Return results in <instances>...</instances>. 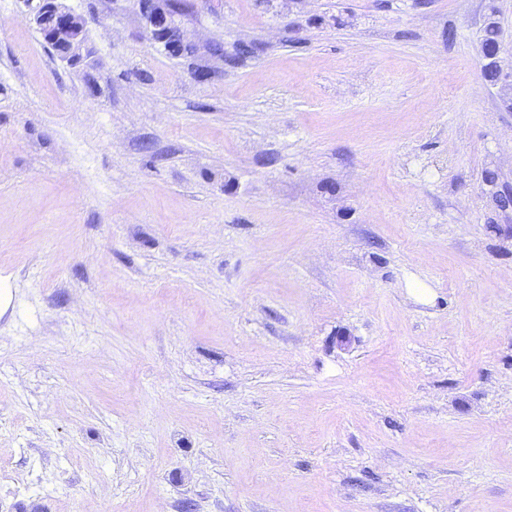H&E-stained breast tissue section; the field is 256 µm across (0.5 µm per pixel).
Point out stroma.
I'll return each instance as SVG.
<instances>
[{"label":"stroma","instance_id":"35a3bbf8","mask_svg":"<svg viewBox=\"0 0 512 512\" xmlns=\"http://www.w3.org/2000/svg\"><path fill=\"white\" fill-rule=\"evenodd\" d=\"M62 4L0 0V512H512V0ZM29 20L61 59L74 61L75 49L84 40L85 22L63 8L58 0H18ZM146 28L152 39L163 42L174 52L183 46V33L173 21V9L170 0L137 1ZM165 3V7L158 3ZM499 27L500 25L498 26L494 19L487 20L483 28L482 42L487 45L489 49L481 44V53L487 61L484 66L490 65L499 74V81L494 87L498 89L501 100L505 101L512 98V60L510 67L504 68L502 58L503 55L507 54L512 59V40L506 42L504 37L500 39ZM497 43V47L490 50V48H493ZM495 70L489 67L484 68V78L487 82L493 83L498 80Z\"/></svg>","mask_w":512,"mask_h":512}]
</instances>
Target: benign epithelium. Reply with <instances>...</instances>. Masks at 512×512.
<instances>
[{"instance_id":"7a95c632","label":"benign epithelium","mask_w":512,"mask_h":512,"mask_svg":"<svg viewBox=\"0 0 512 512\" xmlns=\"http://www.w3.org/2000/svg\"><path fill=\"white\" fill-rule=\"evenodd\" d=\"M29 20L56 54L68 61L75 60V49L84 40L85 22L63 8L58 0H19ZM139 9L152 39L163 42L174 52L182 48L183 33L173 21L171 0H138ZM487 64L499 74L496 85L501 100L512 98V66L502 65L503 55L512 57V41L500 39L495 49L481 47Z\"/></svg>"}]
</instances>
